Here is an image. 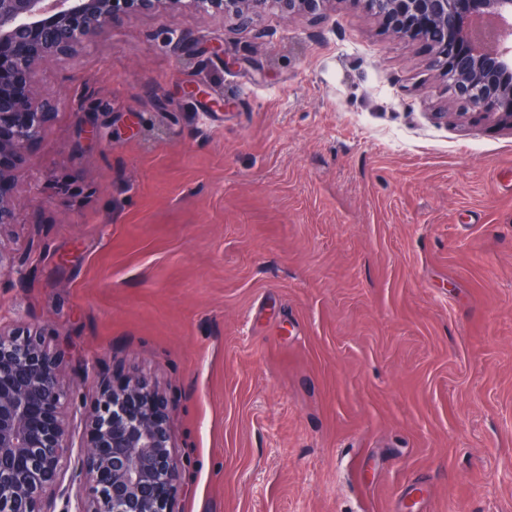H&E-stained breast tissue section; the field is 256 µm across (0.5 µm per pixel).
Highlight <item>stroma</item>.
<instances>
[{"label": "stroma", "mask_w": 512, "mask_h": 512, "mask_svg": "<svg viewBox=\"0 0 512 512\" xmlns=\"http://www.w3.org/2000/svg\"><path fill=\"white\" fill-rule=\"evenodd\" d=\"M431 58L333 0L124 14L38 71L0 323L64 353L74 440L137 372L176 512H512V128Z\"/></svg>", "instance_id": "stroma-1"}]
</instances>
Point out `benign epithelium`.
I'll return each instance as SVG.
<instances>
[{
  "mask_svg": "<svg viewBox=\"0 0 512 512\" xmlns=\"http://www.w3.org/2000/svg\"><path fill=\"white\" fill-rule=\"evenodd\" d=\"M335 0H0V229L28 145L55 104L34 78L120 14L190 7L247 26L267 6L319 16ZM393 36L431 46L432 66L471 117L512 127V0H366ZM73 379L40 336L0 325V512H174L180 474L162 393L140 376L104 384L85 413L74 466L64 408ZM70 480H65L66 473ZM63 507L56 509L57 501Z\"/></svg>",
  "mask_w": 512,
  "mask_h": 512,
  "instance_id": "benign-epithelium-1",
  "label": "benign epithelium"
}]
</instances>
